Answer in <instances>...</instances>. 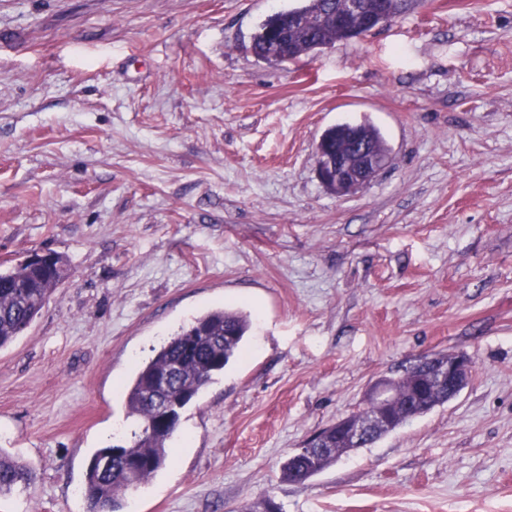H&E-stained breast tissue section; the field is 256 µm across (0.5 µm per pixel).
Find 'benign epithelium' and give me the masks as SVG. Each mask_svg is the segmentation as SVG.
Masks as SVG:
<instances>
[{"instance_id": "obj_1", "label": "benign epithelium", "mask_w": 512, "mask_h": 512, "mask_svg": "<svg viewBox=\"0 0 512 512\" xmlns=\"http://www.w3.org/2000/svg\"><path fill=\"white\" fill-rule=\"evenodd\" d=\"M389 15L379 10L367 16L365 25L350 31V37H360L374 29L387 24ZM343 131V147L336 150V157L327 154L325 138H320L316 151L318 155L317 173L320 182L338 194L354 193L370 184L392 162L390 151H381L374 143L361 134V124L345 123ZM421 362L431 366V373L441 385L448 387V399L455 398L466 385L473 371L469 357L460 353H452L444 358L440 355L424 356ZM379 401L387 406L393 405L385 379L374 383L366 394V401ZM391 411L382 412V418L368 422H356L342 428V441L345 449L350 451L359 446L377 426L386 422Z\"/></svg>"}]
</instances>
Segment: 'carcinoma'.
Instances as JSON below:
<instances>
[{
  "instance_id": "cac0c4a2",
  "label": "carcinoma",
  "mask_w": 512,
  "mask_h": 512,
  "mask_svg": "<svg viewBox=\"0 0 512 512\" xmlns=\"http://www.w3.org/2000/svg\"><path fill=\"white\" fill-rule=\"evenodd\" d=\"M345 0H301L297 7L272 14L252 38L254 55L270 64L280 58L298 60L315 53V46L349 40L339 15ZM68 260L52 253L38 265L21 260L0 269V349L24 332L59 285L69 276ZM251 327L243 311L217 308L181 327L165 341L154 356L141 365L127 386L128 415L137 419L139 431L127 442L99 449L86 467L83 496L86 512H121L124 496L147 482L167 461L174 432H162L153 425L158 407L165 401L180 400L185 407L213 377L240 355ZM158 374L168 377L166 388L152 387ZM390 391L401 403L411 402L424 415L448 402V389L425 377L424 368L411 365L390 381ZM322 447L298 448L281 466V479L301 482L336 463L330 449L336 447V427L320 430ZM111 457L103 469L100 460ZM35 480L34 471L0 448V496Z\"/></svg>"
}]
</instances>
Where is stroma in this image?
<instances>
[{
	"instance_id": "stroma-1",
	"label": "stroma",
	"mask_w": 512,
	"mask_h": 512,
	"mask_svg": "<svg viewBox=\"0 0 512 512\" xmlns=\"http://www.w3.org/2000/svg\"><path fill=\"white\" fill-rule=\"evenodd\" d=\"M298 0H0V268L69 278L0 350V448L36 480L0 512H85L129 440L125 385L194 317L250 314L125 512H512V0H410L296 62L251 50ZM369 123L360 192L316 144ZM467 354L451 401L303 483L282 461L381 377ZM362 123H345L343 131V147H336V157L327 154L324 135L317 143V173L320 182L336 194L354 193L370 184L392 162L390 151L380 132L371 124L365 123L364 131L374 140L368 141L361 134Z\"/></svg>"
}]
</instances>
